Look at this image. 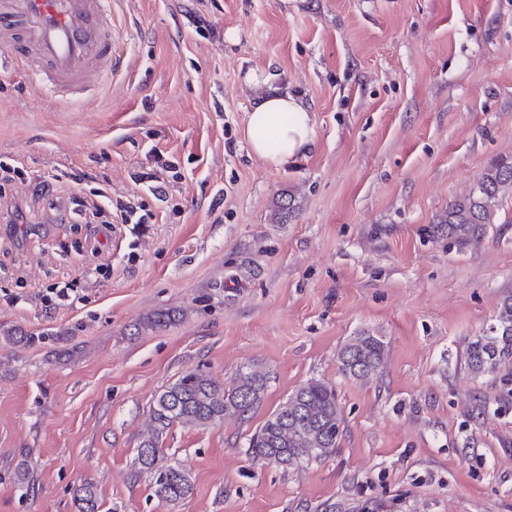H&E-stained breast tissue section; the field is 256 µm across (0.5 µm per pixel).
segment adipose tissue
Masks as SVG:
<instances>
[{
    "label": "adipose tissue",
    "mask_w": 512,
    "mask_h": 512,
    "mask_svg": "<svg viewBox=\"0 0 512 512\" xmlns=\"http://www.w3.org/2000/svg\"><path fill=\"white\" fill-rule=\"evenodd\" d=\"M311 116L303 103L288 93L261 96L248 114L246 138L251 152L272 167L302 154L313 139Z\"/></svg>",
    "instance_id": "obj_1"
}]
</instances>
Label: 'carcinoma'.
Returning <instances> with one entry per match:
<instances>
[{
  "label": "carcinoma",
  "mask_w": 512,
  "mask_h": 512,
  "mask_svg": "<svg viewBox=\"0 0 512 512\" xmlns=\"http://www.w3.org/2000/svg\"><path fill=\"white\" fill-rule=\"evenodd\" d=\"M512 193V160H501L487 167L473 189L448 204L439 221L448 232V242L466 247L479 240L487 226L495 223L499 202ZM382 339L370 333L349 338L339 352V369L352 379H367L376 374L384 361ZM512 361V297L502 300L494 323L471 341L466 363L474 374L493 372ZM267 374L250 367L224 385L199 370L185 371L158 394L153 402L150 428L138 448L137 461L153 475L154 495L177 503L194 489L187 470L164 462L160 436L175 423L207 426L227 418L243 419L263 401ZM343 410L336 390L328 383L312 380L288 395L249 440V451L258 460L284 467L321 460L339 448ZM76 512H100L97 488L90 481L77 488Z\"/></svg>",
  "instance_id": "cac0c4a2"
}]
</instances>
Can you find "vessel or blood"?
I'll use <instances>...</instances> for the list:
<instances>
[{
    "label": "vessel or blood",
    "mask_w": 512,
    "mask_h": 512,
    "mask_svg": "<svg viewBox=\"0 0 512 512\" xmlns=\"http://www.w3.org/2000/svg\"><path fill=\"white\" fill-rule=\"evenodd\" d=\"M0 44L64 100L93 95L113 68L107 0H0Z\"/></svg>",
    "instance_id": "obj_1"
}]
</instances>
